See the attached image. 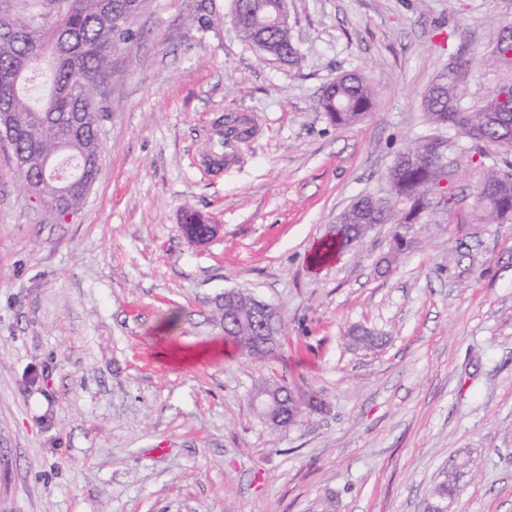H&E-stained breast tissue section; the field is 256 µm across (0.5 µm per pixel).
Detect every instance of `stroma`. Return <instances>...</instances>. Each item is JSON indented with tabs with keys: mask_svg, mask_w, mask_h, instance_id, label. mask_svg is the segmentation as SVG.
<instances>
[{
	"mask_svg": "<svg viewBox=\"0 0 512 512\" xmlns=\"http://www.w3.org/2000/svg\"><path fill=\"white\" fill-rule=\"evenodd\" d=\"M303 57L263 58L232 0H144L101 85L102 165L82 209L36 205L0 148V512H512V222L430 203L391 267L392 225L311 269L309 249L430 132L436 75L493 41L512 0H288ZM357 72L372 109L339 128L324 87ZM248 111L241 161L197 169L208 123ZM218 224L185 237L184 214ZM272 305L274 357L224 334L225 291ZM380 338L367 349L349 333ZM278 377L322 412L270 428ZM456 474L448 475L440 483H438L432 490L430 496L427 498L424 506V512H433L435 505L440 500L450 499L456 491Z\"/></svg>",
	"mask_w": 512,
	"mask_h": 512,
	"instance_id": "35a3bbf8",
	"label": "stroma"
}]
</instances>
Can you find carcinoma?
Returning a JSON list of instances; mask_svg holds the SVG:
<instances>
[{
  "mask_svg": "<svg viewBox=\"0 0 512 512\" xmlns=\"http://www.w3.org/2000/svg\"><path fill=\"white\" fill-rule=\"evenodd\" d=\"M112 0H0V113H9V137L14 145L18 174L27 186L38 184L37 191L49 206L57 204V182L53 170L43 169V162L61 151L82 164L91 145L96 154L87 170L89 184H94L100 167L102 149L98 122L101 112L99 95L93 91L92 78L110 68L112 49L133 36L132 20L137 14L128 8L118 24L112 22ZM267 2L246 10L237 21V31L249 44L258 35L277 47H294L290 29L269 24ZM497 50L479 51L465 63L448 65L435 78L424 102L425 122L436 130L453 132V140L463 139L479 157H488L487 149H512V44ZM49 59V90L31 88V72L43 59ZM485 68L495 76L490 91L491 102L471 105L464 87L469 68ZM376 96L374 84L363 77L349 75L336 81L328 90L321 107L338 127L355 123L368 112ZM441 157L438 141L429 136L418 139L395 157L389 171L393 191L383 203L372 208L352 203L339 217L329 236L311 247L310 258L320 266L340 254L351 244L356 224H395L390 255L400 252L399 225L408 215L398 207L407 199L406 190L417 187L421 208L429 206L436 185L427 178L428 170ZM482 175L474 193L475 220L479 224H501L512 220L503 206L512 204V183L504 178L509 172L496 164L481 165ZM37 182H32V179ZM183 231L191 242L208 232V220L199 213L183 217ZM234 309L242 321L224 331L246 355L258 357L244 344L252 329L254 299L237 293ZM266 386L281 390L284 427L301 420V412H288L290 389L270 380ZM457 477L449 475L438 483L427 498L424 512H433L440 500H448L456 491Z\"/></svg>",
  "mask_w": 512,
  "mask_h": 512,
  "instance_id": "1",
  "label": "carcinoma"
}]
</instances>
